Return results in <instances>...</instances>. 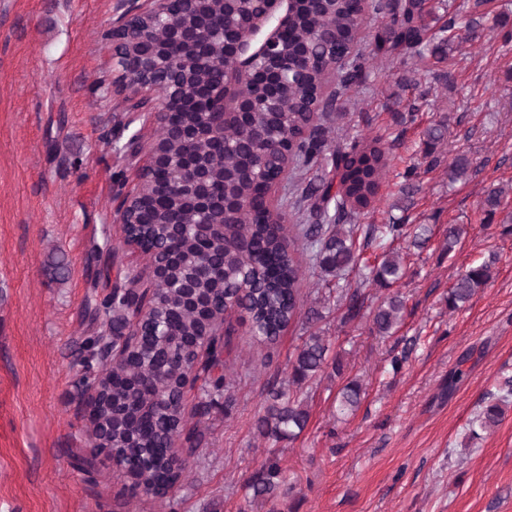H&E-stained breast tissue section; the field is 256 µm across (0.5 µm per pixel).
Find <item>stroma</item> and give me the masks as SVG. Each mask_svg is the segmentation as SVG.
I'll list each match as a JSON object with an SVG mask.
<instances>
[{
	"mask_svg": "<svg viewBox=\"0 0 512 512\" xmlns=\"http://www.w3.org/2000/svg\"><path fill=\"white\" fill-rule=\"evenodd\" d=\"M144 2L0 0V512H154L122 470L92 456L78 386L90 294L148 265L119 245V204L136 181L116 174L143 165L128 145L155 127L127 103L109 109L98 89L112 74L104 33ZM451 2L459 20L443 63L390 59L376 52L375 29L360 32L363 79L345 92L346 114L334 124L342 146L377 138L392 147L360 223L425 226L427 246L395 242L405 274L390 289L366 280L383 246L364 251L346 275L349 286H365L367 315L356 322L342 324L331 301L318 321L287 327L271 346L237 326L224 350L231 388L204 408L196 390L186 395V420L206 441L172 512H512V222L482 209L492 186L512 206V0ZM443 115L442 162L430 168L424 131ZM461 156L471 170L451 180ZM412 165L419 189L404 202ZM452 224L468 233L451 249ZM485 262L489 282L449 310L459 274ZM393 291L404 316L381 337L369 313ZM312 328L329 337L344 371L309 385L310 418L296 439L265 440L256 421L267 390L287 382ZM459 368L465 377L449 384ZM350 380L361 384V401L342 415ZM496 399L502 420L471 437L472 420ZM272 448L287 486L257 505L245 483Z\"/></svg>",
	"mask_w": 512,
	"mask_h": 512,
	"instance_id": "1",
	"label": "stroma"
}]
</instances>
